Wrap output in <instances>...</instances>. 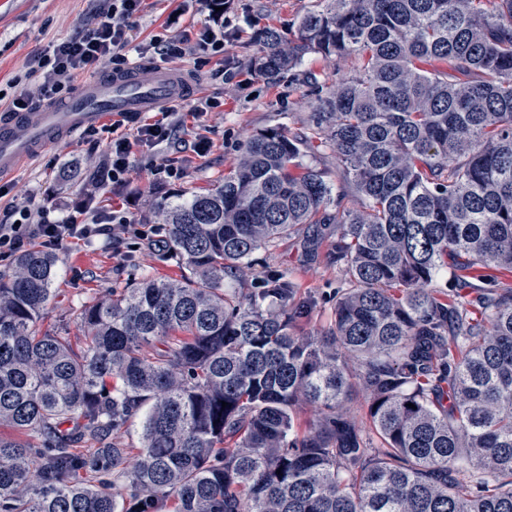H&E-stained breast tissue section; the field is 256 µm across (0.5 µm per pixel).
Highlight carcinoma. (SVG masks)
Wrapping results in <instances>:
<instances>
[{"label": "carcinoma", "instance_id": "obj_1", "mask_svg": "<svg viewBox=\"0 0 512 512\" xmlns=\"http://www.w3.org/2000/svg\"><path fill=\"white\" fill-rule=\"evenodd\" d=\"M312 54L352 67L303 79L302 127L145 217L179 277L84 307L75 346L39 327L52 254L0 273V512H512V287L470 277L512 271V0H318L252 65ZM303 224L346 269L323 328L287 274L246 279Z\"/></svg>", "mask_w": 512, "mask_h": 512}]
</instances>
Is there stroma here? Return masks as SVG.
Returning a JSON list of instances; mask_svg holds the SVG:
<instances>
[{
	"mask_svg": "<svg viewBox=\"0 0 512 512\" xmlns=\"http://www.w3.org/2000/svg\"><path fill=\"white\" fill-rule=\"evenodd\" d=\"M230 20L223 53L198 64L196 34L209 21L207 0H145L131 20L132 45L143 47L142 61L151 58L147 47L155 37L178 35L184 39L185 54L175 60L199 87L191 99L176 105L183 121L179 138L152 151L151 158L134 153L123 182H97L112 139L104 126L65 137L39 153L31 162L0 181V211L28 200L58 207L61 214L84 221L123 208L127 215L142 220L159 197L176 196L207 187L221 180L239 158L243 142L257 131L280 127L294 129L308 113L307 87L294 76L282 74L270 82L254 72L251 60L262 33L269 28L293 30L297 19L317 0H224ZM106 0H0V113L11 100L27 94L40 100L41 76L32 72L38 59L57 43L95 27L106 8ZM234 68L246 86L226 79ZM218 100L206 118V134L212 142L208 153L193 151L195 126L188 114L198 99ZM167 157L182 163L185 174L175 182L154 180L149 159ZM161 232L152 240L125 241L113 247L110 236L92 243L63 242L54 250L57 258L58 293L44 314L40 327L68 333L72 342L83 339L75 320L81 305L108 297L112 289L125 288L144 276L173 278L180 269L155 247ZM337 231L332 224H306L298 235L280 241L269 251L259 252L254 274L270 270L288 273L300 296L315 305L303 324L320 328L329 325L333 295L344 279L343 265L331 258Z\"/></svg>",
	"mask_w": 512,
	"mask_h": 512,
	"instance_id": "35a3bbf8",
	"label": "stroma"
}]
</instances>
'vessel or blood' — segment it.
Wrapping results in <instances>:
<instances>
[{
  "instance_id": "vessel-or-blood-1",
  "label": "vessel or blood",
  "mask_w": 512,
  "mask_h": 512,
  "mask_svg": "<svg viewBox=\"0 0 512 512\" xmlns=\"http://www.w3.org/2000/svg\"><path fill=\"white\" fill-rule=\"evenodd\" d=\"M192 91L178 69L147 63L81 85L64 105L10 115L0 121V176L12 173L65 134L104 122L116 113L135 116L176 104Z\"/></svg>"
}]
</instances>
